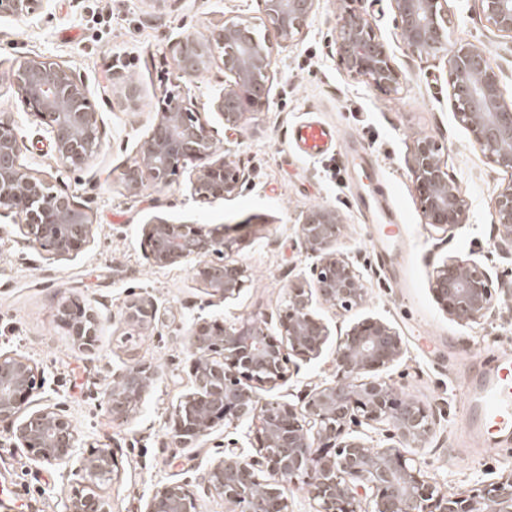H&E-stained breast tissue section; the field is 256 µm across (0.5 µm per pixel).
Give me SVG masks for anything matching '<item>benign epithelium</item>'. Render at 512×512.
Wrapping results in <instances>:
<instances>
[{"mask_svg":"<svg viewBox=\"0 0 512 512\" xmlns=\"http://www.w3.org/2000/svg\"><path fill=\"white\" fill-rule=\"evenodd\" d=\"M39 0H0V17H27ZM320 0H261L265 33L234 16L202 32L178 35L172 44L177 74L190 78L221 62L231 81L203 108L194 101L169 96L154 113L149 131L136 147L137 164L125 173L128 190L144 185L166 187L187 160L196 162L191 194L206 202L239 193L245 174L230 159L231 149H217V131L206 113L216 112L228 128H237L249 112L268 105L274 47L286 48L304 34L307 19ZM400 33L408 48L423 56L442 54L451 76L452 110L470 131L475 147L508 176L492 201L500 248L512 247V108L504 104L501 77L482 47H448L447 0H391ZM491 29L512 38V0H480ZM335 46L340 64L373 87L397 91L402 73L386 42L367 16L339 0ZM27 113L47 126L57 161L69 169L89 167L101 147L102 120L92 108L85 83L66 64L48 57L25 58L11 74ZM26 149L14 121L0 116V219L20 216L25 240L57 259L77 254L93 237L87 209L49 178L22 162ZM424 223L448 234L463 225L467 204L458 183L448 175L434 140L418 136L407 160ZM342 217L335 208L309 207L302 212L297 234L314 259L313 280L288 288V311L281 339L269 336L266 322L235 318L220 325L197 321L188 338L192 389L181 397L170 418L169 437L181 448H193L218 425L243 420L255 423L253 452H230L208 470L207 489L224 499L229 512H288V486L297 477L314 503V512H512V469L477 493L436 489L421 465L399 447L373 438L383 432L410 448H423L434 429L433 412L418 400L397 392L385 377L404 354L399 334L382 320L352 325L336 342L330 361L333 379L307 393L299 403L262 401L258 390L287 381L291 357L316 359L330 332L312 310L313 298L348 312L366 295L363 278L349 255L338 249ZM149 259L156 267L187 265L214 296L235 297L244 286L243 265L230 260L241 238L224 225L170 224L144 227ZM431 285L448 316L462 324L495 316L492 276L474 260L448 256L433 269ZM158 306L148 297L130 300L127 325L147 331L155 325ZM61 320L79 346L96 341L93 314L66 299ZM37 366L20 354H0V426L48 464L72 460L78 438L69 418L46 407L19 419L23 401L35 385ZM157 370L133 365L114 375L105 400L112 420L123 422L138 410ZM92 463L82 490L67 512H109L96 480L114 474L109 448H93L82 457ZM144 512H196V500L184 485L156 489Z\"/></svg>","mask_w":512,"mask_h":512,"instance_id":"obj_1","label":"benign epithelium"}]
</instances>
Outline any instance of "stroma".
<instances>
[{"mask_svg": "<svg viewBox=\"0 0 512 512\" xmlns=\"http://www.w3.org/2000/svg\"><path fill=\"white\" fill-rule=\"evenodd\" d=\"M388 44L404 75L397 92L377 90L352 76L337 60L336 8L321 0L303 37L276 49L268 107L249 113L235 130L211 122L247 180L240 194L200 202L191 194L195 167L188 161L169 185L127 191L123 172L135 165L136 143L149 130L158 100L173 94L206 104L228 76L222 65L184 78L173 66L170 45L178 34L202 31L234 16L256 22L259 0H177L155 10L144 0H40L34 15L0 18V114L17 123L26 150L22 161L49 177L83 204L94 224L93 237L77 255L56 259L24 243L16 221L0 223V353L17 352L35 361L39 386L25 412L45 407L65 411L81 448H110L119 466L102 493L110 512H143L153 491L186 483L198 512H226L222 498L204 480L224 453V443L250 450L254 424L216 427L197 447L179 448L168 439V419L191 388L188 333L193 323L256 316L278 334L287 309L289 285L309 276L311 258L296 233L302 211L330 206L344 218L338 248L353 257L367 287L365 301L346 313L319 304L317 318L332 337L355 322L389 323L404 341V355L387 372L398 392L435 410L426 447L415 449L430 482L440 491L470 489L512 468V438L497 448L475 446L465 425L462 374L478 369L487 351L512 353V294L494 290L497 314L464 325L437 303L430 274L445 257L467 256L512 278V254L497 246L491 200L504 176L474 146L452 111L451 78L443 58H425L400 37L390 0H354ZM448 43L484 48L500 74L503 97L512 103V39L488 27L479 0H448ZM48 56L70 66L84 80L90 102L103 119L102 146L89 169L63 171L39 121L26 114L10 84L13 66L26 57ZM139 84L137 110L119 107L117 75ZM302 121L332 126L339 136L326 157L306 159L289 136ZM425 135L440 146L448 173L467 202V219L451 235L425 224L406 159L412 141ZM381 193L389 201L400 238L381 244L378 225L358 202ZM240 225L244 241L236 255L247 271L240 294L231 300L209 295L188 266H153L143 236L145 224ZM150 295L159 307L154 328L139 333L123 321L128 300ZM77 299L94 311L99 327L93 349L78 347L58 317L63 299ZM330 352L299 361L289 380L261 390L264 398L298 402L328 380ZM147 363L158 369L143 405L123 424L113 422L104 394L116 372ZM78 460L48 465L33 458L0 428V473H8L18 494L0 496V512H65L79 488Z\"/></svg>", "mask_w": 512, "mask_h": 512, "instance_id": "1", "label": "stroma"}]
</instances>
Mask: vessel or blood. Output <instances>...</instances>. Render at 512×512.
Returning a JSON list of instances; mask_svg holds the SVG:
<instances>
[{"mask_svg": "<svg viewBox=\"0 0 512 512\" xmlns=\"http://www.w3.org/2000/svg\"><path fill=\"white\" fill-rule=\"evenodd\" d=\"M332 133L323 126L305 124L293 132L304 154L319 157ZM460 385L466 394L467 424L473 439L487 448L500 445L502 436L512 433V354L487 356L482 371L465 375Z\"/></svg>", "mask_w": 512, "mask_h": 512, "instance_id": "1", "label": "vessel or blood"}]
</instances>
